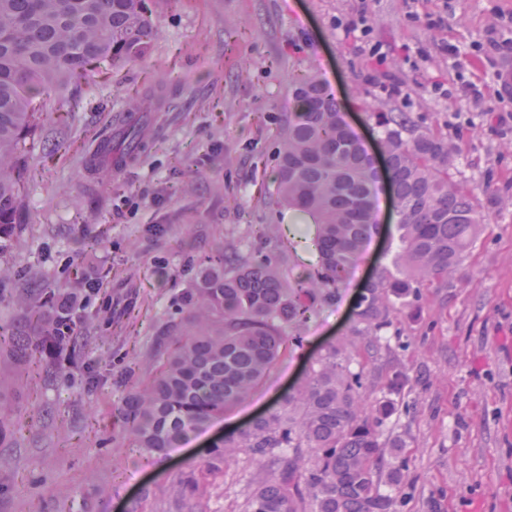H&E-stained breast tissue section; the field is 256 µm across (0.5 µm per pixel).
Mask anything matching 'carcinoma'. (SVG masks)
Here are the masks:
<instances>
[{
	"instance_id": "cac0c4a2",
	"label": "carcinoma",
	"mask_w": 512,
	"mask_h": 512,
	"mask_svg": "<svg viewBox=\"0 0 512 512\" xmlns=\"http://www.w3.org/2000/svg\"><path fill=\"white\" fill-rule=\"evenodd\" d=\"M156 35L147 0H0V239L13 235L28 142L46 121L45 98L63 95L102 61L142 59ZM275 180L277 198L316 224V270L290 279L278 259H253L231 246L203 267L184 297L185 320L169 326L154 352L157 368L123 411L139 447L163 454L250 394L281 356L290 329L314 304L328 303L376 230L364 198L379 179L336 99L316 76L293 92ZM388 157L386 176L400 207L396 272L380 271L356 303L347 339L327 345L301 383L267 414L215 442L202 462L173 482L177 508L195 512L207 480L241 455L266 461L244 512H398L406 459L402 442L382 440L406 376L365 402L369 359L382 348L398 307L448 283L495 202L456 179L458 147L422 130L408 112H375ZM53 290L31 306L32 333H0V351L63 381L82 368L79 337L44 315Z\"/></svg>"
}]
</instances>
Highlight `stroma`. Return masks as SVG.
Masks as SVG:
<instances>
[{"label":"stroma","instance_id":"obj_1","mask_svg":"<svg viewBox=\"0 0 512 512\" xmlns=\"http://www.w3.org/2000/svg\"><path fill=\"white\" fill-rule=\"evenodd\" d=\"M158 36L143 60L89 74L78 92L48 98L44 131L25 173L21 243L0 244V327L23 331L15 298L102 276L85 303L83 361L101 378L42 382L0 355V394L15 415L0 441V512H177L170 490L225 434L269 410L330 342L348 333L367 280L388 267L397 218L390 195L379 231L340 285L295 328L286 353L242 403L177 451L154 455L125 432L118 400L142 386L156 336L183 314L201 264L227 245L312 270L315 226L279 202L274 179L292 90L316 75L369 154L373 113L403 106L421 129L447 133L456 175L500 205L480 225L460 271L398 314L366 369L368 395L402 371L384 430L407 459L399 512H512V46L490 48L489 26L512 27V0H150ZM365 16L355 41L337 22ZM483 93L493 109H482ZM141 144L121 166L100 156L132 104ZM146 192L130 214L123 196ZM259 463L227 464L201 512H243Z\"/></svg>","mask_w":512,"mask_h":512}]
</instances>
